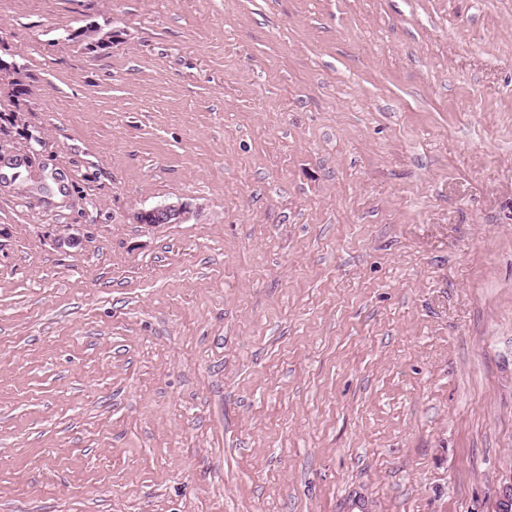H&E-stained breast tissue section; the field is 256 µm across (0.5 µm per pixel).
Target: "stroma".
<instances>
[{"label":"stroma","instance_id":"stroma-1","mask_svg":"<svg viewBox=\"0 0 512 512\" xmlns=\"http://www.w3.org/2000/svg\"><path fill=\"white\" fill-rule=\"evenodd\" d=\"M0 60V512H491L512 0H0ZM190 210V206L187 203L178 205L167 204L139 211L134 214V219L138 224L156 227L162 224H170L178 219H186L191 212Z\"/></svg>","mask_w":512,"mask_h":512}]
</instances>
